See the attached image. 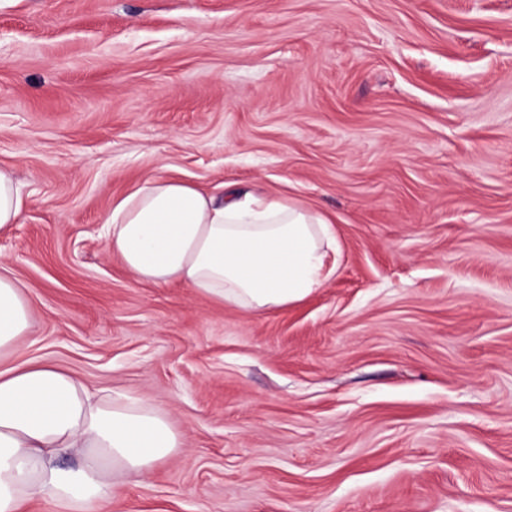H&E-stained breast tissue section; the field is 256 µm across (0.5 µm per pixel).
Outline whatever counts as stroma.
<instances>
[{
    "instance_id": "1",
    "label": "stroma",
    "mask_w": 512,
    "mask_h": 512,
    "mask_svg": "<svg viewBox=\"0 0 512 512\" xmlns=\"http://www.w3.org/2000/svg\"><path fill=\"white\" fill-rule=\"evenodd\" d=\"M0 268L50 362L184 446L107 512H512V0H0ZM293 197L335 273L254 312L136 282L112 205ZM24 204L14 173L0 168V231L8 230L17 223Z\"/></svg>"
}]
</instances>
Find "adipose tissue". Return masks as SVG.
<instances>
[{
    "mask_svg": "<svg viewBox=\"0 0 512 512\" xmlns=\"http://www.w3.org/2000/svg\"><path fill=\"white\" fill-rule=\"evenodd\" d=\"M107 246L139 282L180 283L253 310L308 298L335 273L331 222L289 199L226 184L206 194L154 177L117 201ZM33 320L19 283L0 273V355ZM182 446L172 422L124 394L96 398L49 362L0 370V512L49 499L64 512H104L125 477ZM65 457L76 465L62 466Z\"/></svg>",
    "mask_w": 512,
    "mask_h": 512,
    "instance_id": "ef3b65f1",
    "label": "adipose tissue"
}]
</instances>
